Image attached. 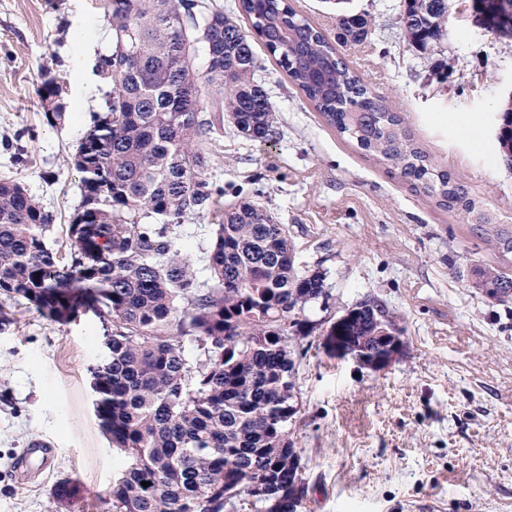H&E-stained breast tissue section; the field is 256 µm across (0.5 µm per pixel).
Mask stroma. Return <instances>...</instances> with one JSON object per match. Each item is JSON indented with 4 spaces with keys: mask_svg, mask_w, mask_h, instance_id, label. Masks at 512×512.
<instances>
[{
    "mask_svg": "<svg viewBox=\"0 0 512 512\" xmlns=\"http://www.w3.org/2000/svg\"><path fill=\"white\" fill-rule=\"evenodd\" d=\"M328 39L340 9L368 13L377 39L341 48L347 64L404 120L433 164L512 227V166L495 117L512 89V39L479 25L472 0H448V38L434 53L408 47L403 0H290ZM111 41L103 0H0V179L52 212L51 246L68 257L67 224L82 203L71 162L108 90L96 64ZM257 62L280 134L268 142L225 133L204 146V180L228 202L261 199L288 225L299 260L326 276L329 297L306 313L294 342L298 412L288 425L304 464L302 512H512V301L476 288V272L512 275V253L480 225L440 206L327 124L261 40ZM49 70L69 117L46 125L36 90ZM474 120L481 143L461 123ZM215 218H185L178 244L192 262ZM362 302L397 318L404 355L372 371L329 353L323 334ZM0 512H113L124 466L95 413L92 373L104 358L93 313L58 324L28 305L0 304ZM56 451L24 479L32 442ZM73 480L68 502L53 494Z\"/></svg>",
    "mask_w": 512,
    "mask_h": 512,
    "instance_id": "35a3bbf8",
    "label": "stroma"
}]
</instances>
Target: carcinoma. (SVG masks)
<instances>
[{
  "label": "carcinoma",
  "mask_w": 512,
  "mask_h": 512,
  "mask_svg": "<svg viewBox=\"0 0 512 512\" xmlns=\"http://www.w3.org/2000/svg\"><path fill=\"white\" fill-rule=\"evenodd\" d=\"M267 50L336 130L398 170L440 205L470 219L479 202L434 167L401 117L375 96L336 47L287 0H239ZM112 45L100 57L112 94L109 144L96 156L79 146L74 165L83 200L69 222L73 249L62 261L49 244L53 215L19 182L0 180V296L70 323L91 311L112 323L106 360L93 372L95 413L126 458L112 484L114 512H288V422L296 414L290 341L310 333L305 311L325 301V274L300 269L288 225L263 205L224 209L197 269L175 227L224 196L201 178L203 142L224 125L253 141L279 134L250 35L233 13L204 0H105ZM405 43L432 53L448 36V0H403ZM340 44L375 34L363 14L336 16ZM208 59L196 63L198 48ZM217 92L201 106V88ZM44 119L59 127L67 103L42 74ZM499 139L512 157V107ZM501 248L512 231L481 214ZM477 286L512 300V277L477 272ZM395 316L371 304L341 325L361 352L379 349ZM147 482L144 487L141 482Z\"/></svg>",
  "instance_id": "1"
}]
</instances>
